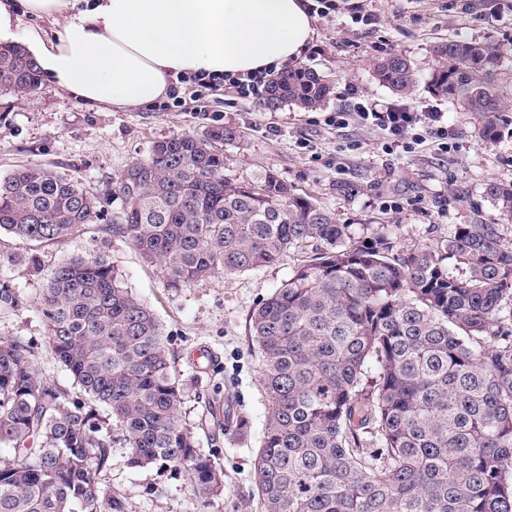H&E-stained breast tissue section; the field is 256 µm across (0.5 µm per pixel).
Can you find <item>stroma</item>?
<instances>
[{
  "instance_id": "obj_1",
  "label": "stroma",
  "mask_w": 512,
  "mask_h": 512,
  "mask_svg": "<svg viewBox=\"0 0 512 512\" xmlns=\"http://www.w3.org/2000/svg\"><path fill=\"white\" fill-rule=\"evenodd\" d=\"M471 2L466 10L460 0H365L379 19L366 28L352 22L348 0H340L335 16L317 19L316 38L302 60L332 84L329 100L316 110L287 103L269 108L260 100L230 103L219 95L209 98L201 113L184 108L101 111L42 81L36 94L0 97V178L25 165L50 167L101 196L109 219L121 209L113 190L132 162L146 158L155 141L201 134L218 115L222 126L238 133L224 146L225 175L254 184L274 173L295 193L335 213L337 222L350 225L355 235L395 224L406 246L447 238L454 225L469 223L476 213L485 223H502L485 186L512 184V137L484 143L473 116L429 88L441 65L437 43L448 37L483 42L501 52L497 86L512 102V53L506 51L512 44V12L494 14L484 0ZM389 54L411 61L418 76L412 95L399 97L376 79L374 62ZM352 84L381 102L400 100L413 110L430 105L443 112L457 134L453 148L442 152L427 142L410 153L390 154L379 132L354 124L338 130L325 126L326 113L348 108ZM306 138L312 150L301 148ZM111 255L126 287L162 325L182 373L183 420L198 425L205 400L215 396L245 425L201 438L205 454L224 469V494L209 507H202L184 473L158 464L131 465L129 450L118 437L101 474L103 487L126 497V512H259L254 456L268 403L248 318L288 278L302 253L273 266L218 274L179 288L170 287L158 265L146 263L121 241H113ZM10 280L15 301H0V338L32 345L43 372L73 390L72 377L48 351L47 327L36 305L37 282L20 269Z\"/></svg>"
}]
</instances>
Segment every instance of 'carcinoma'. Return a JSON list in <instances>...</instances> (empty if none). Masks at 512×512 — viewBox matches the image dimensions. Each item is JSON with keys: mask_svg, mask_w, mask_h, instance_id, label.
I'll return each mask as SVG.
<instances>
[{"mask_svg": "<svg viewBox=\"0 0 512 512\" xmlns=\"http://www.w3.org/2000/svg\"><path fill=\"white\" fill-rule=\"evenodd\" d=\"M432 91L473 115L478 137L498 142L508 104L494 78L497 49L450 39ZM379 82L409 96L407 58L374 65ZM41 82L34 55L0 44V96ZM324 76L300 68L273 80L266 104L321 106ZM237 132L153 144L114 193L120 215L103 225L158 262L176 287L240 274L315 247L249 315L268 400L255 456L262 512H512V185L485 193L505 224L473 217L448 238L399 248L396 225L355 236L334 213L268 173L254 186L224 175V144ZM97 197L42 165L0 179V274L22 268L41 283L48 348L79 389L46 379L29 344L0 339V512H125L101 484L110 429L130 463L183 471L202 507L224 493L219 464L183 424L184 388L153 310L101 250L50 271L36 246L80 235L101 220Z\"/></svg>", "mask_w": 512, "mask_h": 512, "instance_id": "1", "label": "carcinoma"}]
</instances>
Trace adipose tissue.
<instances>
[{
  "label": "adipose tissue",
  "mask_w": 512,
  "mask_h": 512,
  "mask_svg": "<svg viewBox=\"0 0 512 512\" xmlns=\"http://www.w3.org/2000/svg\"><path fill=\"white\" fill-rule=\"evenodd\" d=\"M24 14L64 18L53 39L29 29V47L54 85L104 111L154 108L186 73L281 69L315 34L308 0H0V40Z\"/></svg>",
  "instance_id": "adipose-tissue-1"
}]
</instances>
